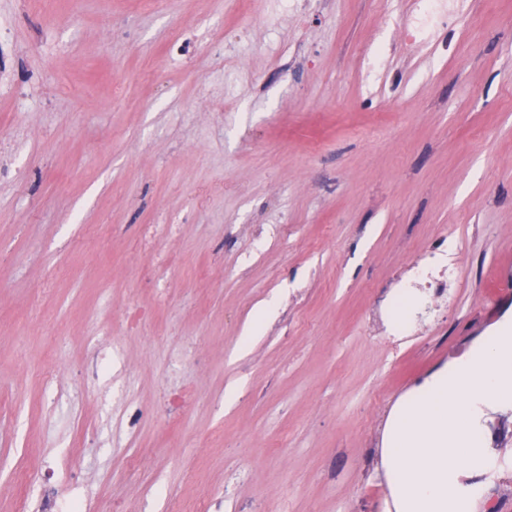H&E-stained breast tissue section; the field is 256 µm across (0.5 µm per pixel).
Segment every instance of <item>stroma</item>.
<instances>
[{"label": "stroma", "mask_w": 512, "mask_h": 512, "mask_svg": "<svg viewBox=\"0 0 512 512\" xmlns=\"http://www.w3.org/2000/svg\"><path fill=\"white\" fill-rule=\"evenodd\" d=\"M380 2L0 0V512H391L394 405L512 318V0L408 58Z\"/></svg>", "instance_id": "stroma-1"}]
</instances>
